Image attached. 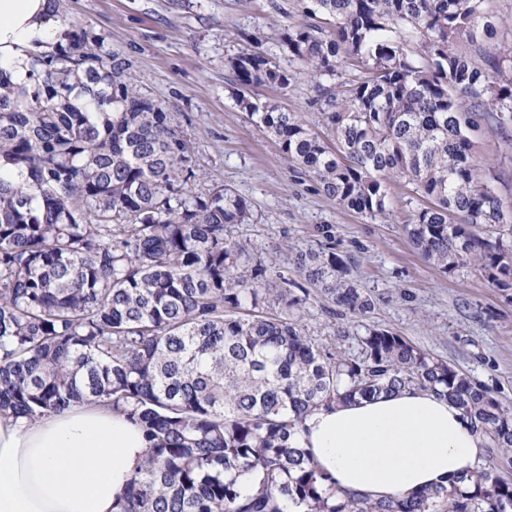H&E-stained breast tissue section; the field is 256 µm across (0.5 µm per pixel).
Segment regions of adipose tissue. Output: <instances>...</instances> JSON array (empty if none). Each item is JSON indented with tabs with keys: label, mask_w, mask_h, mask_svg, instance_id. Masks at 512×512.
Listing matches in <instances>:
<instances>
[{
	"label": "adipose tissue",
	"mask_w": 512,
	"mask_h": 512,
	"mask_svg": "<svg viewBox=\"0 0 512 512\" xmlns=\"http://www.w3.org/2000/svg\"><path fill=\"white\" fill-rule=\"evenodd\" d=\"M60 34L52 0H0V68L27 83L30 52ZM301 447L340 491L370 500L452 486L487 455L486 441L446 396L405 389L310 413ZM138 425L98 404L28 424L0 417V512H115L144 463Z\"/></svg>",
	"instance_id": "obj_1"
}]
</instances>
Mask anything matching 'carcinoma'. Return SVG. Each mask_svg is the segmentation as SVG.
Instances as JSON below:
<instances>
[{
	"mask_svg": "<svg viewBox=\"0 0 512 512\" xmlns=\"http://www.w3.org/2000/svg\"><path fill=\"white\" fill-rule=\"evenodd\" d=\"M283 33L313 81L327 138L297 112L241 100L292 164L336 204L387 214L389 182L421 201L404 230L444 273L472 262L512 288V209L475 149L478 131L512 136V47L455 48L494 33L486 0H312ZM409 27L411 47L400 37ZM351 65L360 76L336 83ZM30 83L0 69V415L35 421L94 402L148 442L119 512H512L493 468L471 487L398 500L339 495L297 437L307 414L404 388L450 397L512 454V407L403 337L370 326L355 352L307 336L290 310L298 283L267 288L273 265L228 235L248 218L228 188L195 191L184 132L137 90L102 41L64 33L32 59ZM240 86L293 75L257 50L231 60ZM293 264L336 306L373 300L333 251Z\"/></svg>",
	"mask_w": 512,
	"mask_h": 512,
	"instance_id": "1",
	"label": "carcinoma"
}]
</instances>
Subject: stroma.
<instances>
[{
	"label": "stroma",
	"instance_id": "stroma-1",
	"mask_svg": "<svg viewBox=\"0 0 512 512\" xmlns=\"http://www.w3.org/2000/svg\"><path fill=\"white\" fill-rule=\"evenodd\" d=\"M305 0H68L67 25L99 35L105 57L130 66L143 94L159 103L187 135L203 174L201 190L227 187L246 199L247 223L230 234L255 256L273 260L283 281L303 283L290 247L333 249L350 279L369 294L366 314L340 309L315 286L294 312L303 332L331 347L351 348L365 326L387 329L446 360L512 405V289L496 288L473 267L443 273L426 262L403 230L411 215L406 182L389 185L391 215L375 220L336 205L313 174L293 167L257 126L240 97L271 101L324 133L313 106V82L289 56L282 35L308 22ZM263 51L293 73L289 87L241 90L231 59ZM478 156L495 170L499 195L512 208V139L478 133ZM330 225L324 239L320 226ZM350 329L337 336L338 326Z\"/></svg>",
	"mask_w": 512,
	"mask_h": 512
}]
</instances>
